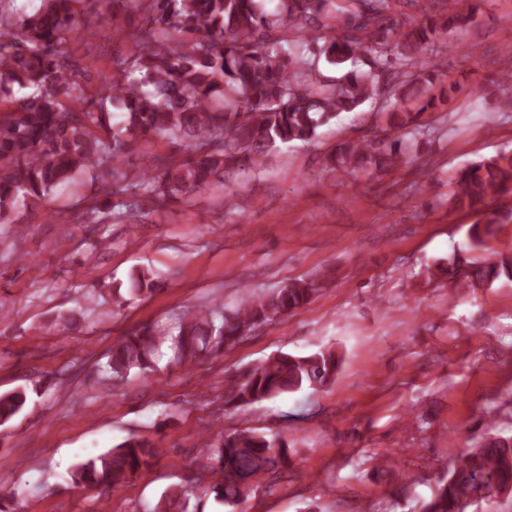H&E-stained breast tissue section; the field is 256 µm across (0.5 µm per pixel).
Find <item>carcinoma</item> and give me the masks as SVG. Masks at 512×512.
Segmentation results:
<instances>
[{"instance_id": "cac0c4a2", "label": "carcinoma", "mask_w": 512, "mask_h": 512, "mask_svg": "<svg viewBox=\"0 0 512 512\" xmlns=\"http://www.w3.org/2000/svg\"><path fill=\"white\" fill-rule=\"evenodd\" d=\"M419 8V21L398 23L392 0H39L19 12L15 0H0V224L14 223L23 205L87 176L101 184V203L81 204L91 231L109 224H145L169 201H179L211 184L245 175L255 157L283 145L308 142L320 128L370 100L389 110L383 136L345 142L331 157L352 174L368 165L391 168L401 161L402 140L430 130L419 123L441 112L455 84L446 75L425 73L418 57L430 42L474 19V0H453L433 16L442 0H402ZM91 5L103 23L106 13L139 16L118 56L120 77L101 95L80 81L84 66L66 46L93 31L78 18V5ZM379 51L361 72L358 52L366 43ZM29 91L15 97L13 87ZM185 143L189 156L160 173L116 167L141 153L151 140ZM454 205L478 215L470 225L473 250H488L512 209L487 210L488 200L512 193V151L473 162L457 173ZM471 286L512 279V261L466 263L445 270ZM147 268L131 271L127 292L154 291ZM319 291L314 281L293 280L269 295L244 289L233 309L222 304L187 311L169 336L135 330L112 348V375L157 370L168 341L173 361L185 366L204 353L237 344L245 331L269 324L308 305ZM339 369L330 350L310 355L277 354L246 371L225 388V401L246 405L304 387L325 385ZM26 391L0 393V424L27 406ZM278 445L246 429L209 445L205 472L218 477L215 500L228 506L248 501L252 485L276 471L286 457ZM147 440L130 439L77 464L73 485L108 490L125 485L156 456ZM512 497V437L486 430L437 481L418 512H470L481 502ZM185 493L173 488L144 512H187Z\"/></svg>"}]
</instances>
